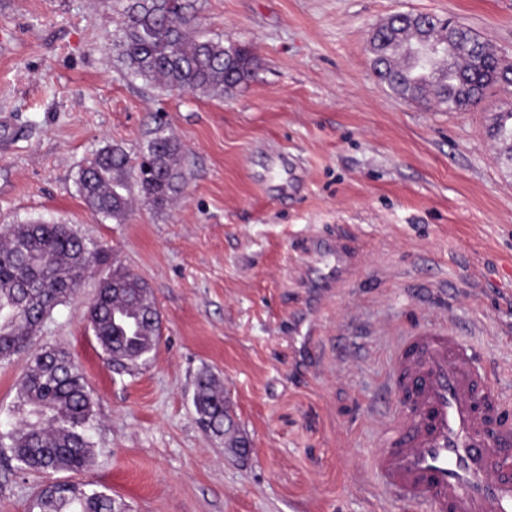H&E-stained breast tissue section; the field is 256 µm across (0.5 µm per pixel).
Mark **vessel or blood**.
I'll return each instance as SVG.
<instances>
[{
  "label": "vessel or blood",
  "mask_w": 512,
  "mask_h": 512,
  "mask_svg": "<svg viewBox=\"0 0 512 512\" xmlns=\"http://www.w3.org/2000/svg\"><path fill=\"white\" fill-rule=\"evenodd\" d=\"M480 351L438 321L401 336L384 389L369 470L392 501L415 512H512V391L491 381Z\"/></svg>",
  "instance_id": "b4317fda"
}]
</instances>
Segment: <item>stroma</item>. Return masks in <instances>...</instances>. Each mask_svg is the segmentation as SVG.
<instances>
[{"instance_id":"1","label":"stroma","mask_w":512,"mask_h":512,"mask_svg":"<svg viewBox=\"0 0 512 512\" xmlns=\"http://www.w3.org/2000/svg\"><path fill=\"white\" fill-rule=\"evenodd\" d=\"M124 6L0 0V230L69 224L109 254L38 340L94 396L95 457L75 481L131 512H412L369 471L395 336L452 316L512 387V170L488 136L512 88L461 112L405 100L375 76L368 39L394 14H431L512 59V0H200L201 27L257 59L221 99L131 77ZM159 125L183 147L177 201L122 224L90 211L76 187L87 160L109 144L138 158ZM335 243L352 260L327 286ZM116 267L147 280L162 320L132 375L85 318ZM26 369L23 354L0 361V424ZM205 369L248 456L198 422ZM42 483L0 464V512H27Z\"/></svg>"}]
</instances>
